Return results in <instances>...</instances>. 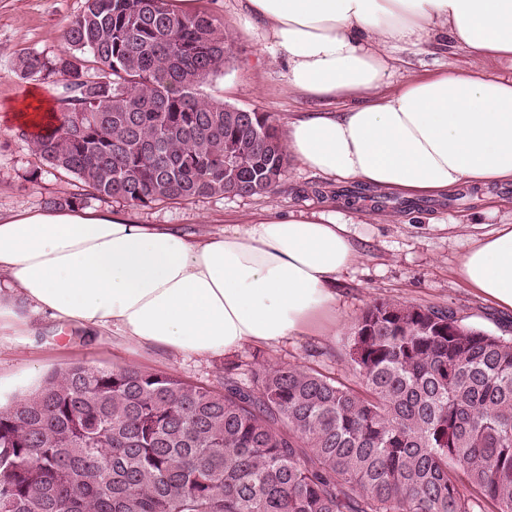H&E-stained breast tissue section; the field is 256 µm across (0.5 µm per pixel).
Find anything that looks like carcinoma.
<instances>
[{"label": "carcinoma", "mask_w": 512, "mask_h": 512, "mask_svg": "<svg viewBox=\"0 0 512 512\" xmlns=\"http://www.w3.org/2000/svg\"><path fill=\"white\" fill-rule=\"evenodd\" d=\"M72 52L19 59L62 80L37 165L130 207L255 196L288 167L270 116L198 96L229 36L166 0H87ZM94 64L95 76L89 75ZM237 159L234 176L224 157ZM349 385L301 364L224 388L73 363L0 403V512H512V336L452 309L377 300L352 322Z\"/></svg>", "instance_id": "1"}]
</instances>
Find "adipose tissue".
Wrapping results in <instances>:
<instances>
[{"label": "adipose tissue", "mask_w": 512, "mask_h": 512, "mask_svg": "<svg viewBox=\"0 0 512 512\" xmlns=\"http://www.w3.org/2000/svg\"><path fill=\"white\" fill-rule=\"evenodd\" d=\"M260 20L291 88L314 100L356 98L343 112L286 125L288 152L333 180L436 195L512 181V75L478 63L512 59V0H240ZM477 64L391 87L392 50L444 42ZM335 214L273 216L202 237L81 207L0 218V323L19 308L169 355L229 356L308 333L336 305L356 260ZM464 283L512 311V225L459 259Z\"/></svg>", "instance_id": "obj_1"}]
</instances>
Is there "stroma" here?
Listing matches in <instances>:
<instances>
[{
    "label": "stroma",
    "mask_w": 512,
    "mask_h": 512,
    "mask_svg": "<svg viewBox=\"0 0 512 512\" xmlns=\"http://www.w3.org/2000/svg\"><path fill=\"white\" fill-rule=\"evenodd\" d=\"M86 0H0V117L35 100L57 104L60 85L22 78L19 57L37 53L52 59L68 54L63 37L68 22L82 12ZM199 11L213 15L232 39V50L221 73L207 78L199 91L208 100L244 110L265 112L279 126L301 112H339L347 99L315 101L292 89L276 54L258 53L254 34L239 0H198ZM394 83L428 78L468 68L467 49L423 46L400 51ZM18 124H0V215L44 209L47 199L76 190L74 178L44 169L32 177L35 159L28 140L19 137ZM346 184L332 181L290 160L277 192L251 197L214 196L189 202L128 208L111 198L92 199L88 208L102 213L133 212L141 224H177L196 235L253 223L276 213L309 215L333 211L351 226L357 251L355 264L336 284L334 311L319 316L312 332L269 347L247 345L232 357H173L133 345L109 332L30 319L0 326V399L27 393L50 373L72 362L93 367L161 369L182 379L221 388L224 366L238 365L236 377L251 386L258 364L291 363L317 369L350 381L344 357L348 329L371 302L394 299L450 307L466 323L495 335L512 336V315L499 311L477 296L457 275L462 253L500 225L512 224V182L485 189L465 185L463 192L418 195L416 206L403 208L406 194H398V207L382 206V193L351 203L342 196Z\"/></svg>",
    "instance_id": "obj_1"
}]
</instances>
